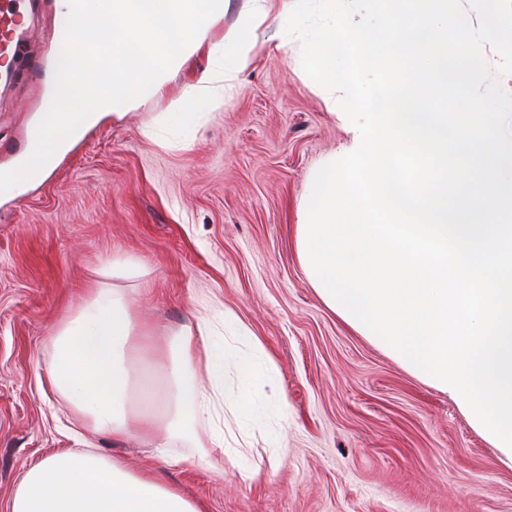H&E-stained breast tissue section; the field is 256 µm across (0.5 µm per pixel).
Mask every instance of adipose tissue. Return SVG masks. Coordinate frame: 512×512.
<instances>
[{
    "instance_id": "adipose-tissue-1",
    "label": "adipose tissue",
    "mask_w": 512,
    "mask_h": 512,
    "mask_svg": "<svg viewBox=\"0 0 512 512\" xmlns=\"http://www.w3.org/2000/svg\"><path fill=\"white\" fill-rule=\"evenodd\" d=\"M251 7L221 41L208 33L230 0H60L55 70L72 94L56 97L36 125L24 160L9 177L36 180L83 130L105 114L123 116L165 93L168 73L207 49L211 64L169 108L196 120L213 95L231 91L257 57L260 34L288 18V0H250ZM45 368L52 390L90 433L119 444L136 438L170 447L196 423L244 407L254 426L283 414L282 396H268L269 361L259 339L237 332L217 340L204 316L176 329L137 316L120 288L94 289L51 338ZM203 372L208 387L191 384ZM238 396L226 390L228 374ZM11 512H200L154 474L133 472L113 457L66 450L32 465L19 482Z\"/></svg>"
}]
</instances>
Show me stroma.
Returning a JSON list of instances; mask_svg holds the SVG:
<instances>
[{
  "label": "stroma",
  "instance_id": "1",
  "mask_svg": "<svg viewBox=\"0 0 512 512\" xmlns=\"http://www.w3.org/2000/svg\"><path fill=\"white\" fill-rule=\"evenodd\" d=\"M57 0H31L27 43L38 80L0 71V171L23 157L51 76ZM253 69L187 127L160 123L171 98L210 59L199 51L165 97L104 118L42 181L0 195V512L32 462L76 443L48 388L51 338L93 288L128 291L161 327L207 311L257 336L287 416L250 432L278 467L211 448L212 423L177 440L167 461L138 440L101 453L151 470L200 512H512V466L455 402L409 373L318 297L298 257L296 226L313 177L356 142L337 97L304 71L298 39L264 35ZM156 124L154 135L145 128ZM141 268L113 280L112 262Z\"/></svg>",
  "mask_w": 512,
  "mask_h": 512
}]
</instances>
